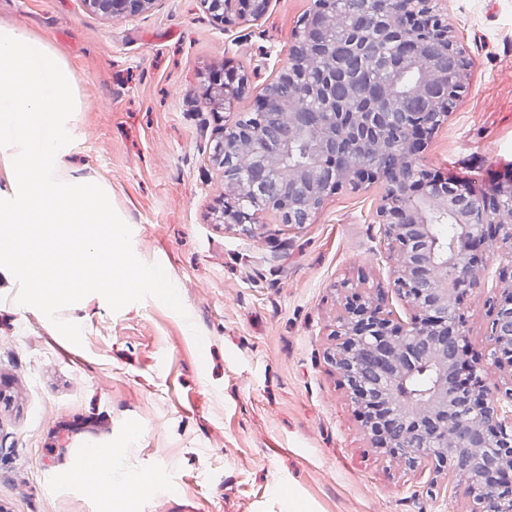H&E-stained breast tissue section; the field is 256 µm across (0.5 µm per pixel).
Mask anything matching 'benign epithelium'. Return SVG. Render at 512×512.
Instances as JSON below:
<instances>
[{
  "mask_svg": "<svg viewBox=\"0 0 512 512\" xmlns=\"http://www.w3.org/2000/svg\"><path fill=\"white\" fill-rule=\"evenodd\" d=\"M261 17L268 0H202L217 20L232 2ZM106 17L120 19L149 9L155 0H83ZM435 0H370L366 13L341 14L336 0H314L303 18L298 43L280 73L278 87L255 99L252 123H227L216 137L212 158L223 169L224 193L216 220L245 225L263 210L279 212L287 224H305L326 194L344 185L383 182L376 212L387 248L380 260L393 272L392 289L417 311L405 324L383 297L345 298L333 360L363 420L372 447L414 466L420 460L459 469V461L482 453L485 469L463 476L473 512H512V179L479 196L446 181L422 163L433 131L448 117L451 102L465 87L467 60L448 26L434 13ZM401 33L394 55L417 79L400 93L382 90L388 102L424 99L426 109L390 112H305V97L328 95L340 79L347 97L364 93L360 73L346 64L358 51L354 37L370 36L376 19ZM459 60L448 76L439 58ZM224 72L209 77L203 99L212 112L234 108ZM282 114L283 127L259 136L253 123L269 112ZM310 137L316 149L300 166L287 163L292 144ZM450 214L457 223L452 246L438 240L435 220ZM497 248L499 287L490 300V341L494 364L508 373L509 388L496 396L488 373L468 345L465 300L485 287L489 247ZM428 363L437 373L433 386L410 400L407 384Z\"/></svg>",
  "mask_w": 512,
  "mask_h": 512,
  "instance_id": "7a95c632",
  "label": "benign epithelium"
}]
</instances>
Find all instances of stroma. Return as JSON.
<instances>
[{"mask_svg":"<svg viewBox=\"0 0 512 512\" xmlns=\"http://www.w3.org/2000/svg\"><path fill=\"white\" fill-rule=\"evenodd\" d=\"M313 0H269L261 18L216 22L201 0H155L125 19L82 0H0V25L24 27L74 70L85 103L70 159L112 191L132 247L160 264L186 316L149 298L111 311L98 294L63 309L64 339L17 303L0 274V506L104 512L68 474L107 450L156 478L137 512H473L447 470L409 469L372 447L330 356L347 295L389 291L375 222L381 185L344 186L308 223L263 212L250 228L217 223L219 128L250 112L287 64ZM470 78L423 159L482 188L512 168V0H439ZM246 74L235 109L210 112L215 70ZM467 334L490 385H503L485 294L467 300ZM202 342H195V334ZM142 427L130 439L133 427Z\"/></svg>","mask_w":512,"mask_h":512,"instance_id":"obj_1","label":"stroma"}]
</instances>
